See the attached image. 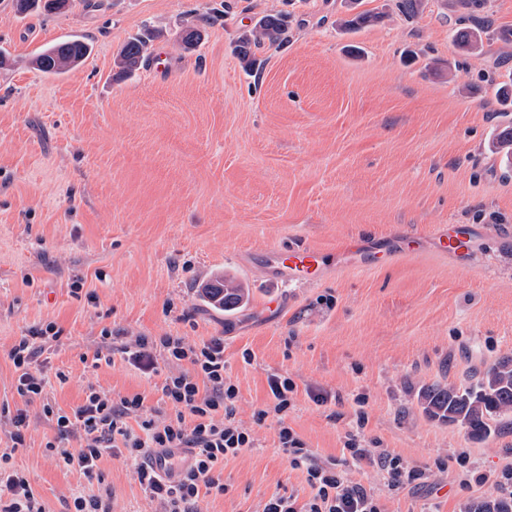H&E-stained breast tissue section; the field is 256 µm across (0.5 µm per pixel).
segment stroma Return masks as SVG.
<instances>
[{
    "label": "stroma",
    "mask_w": 512,
    "mask_h": 512,
    "mask_svg": "<svg viewBox=\"0 0 512 512\" xmlns=\"http://www.w3.org/2000/svg\"><path fill=\"white\" fill-rule=\"evenodd\" d=\"M63 13L18 14L0 0V404L15 403L11 346L55 323L49 371L67 380L49 396L68 410L87 382L157 402L161 377L118 361L82 362L102 329L124 336L224 339V375L253 448L224 463L225 494L199 512H261L277 494L306 499L302 471L277 449L267 379L297 385L287 422L318 461L342 458L355 398H368L366 440L433 469L427 485L388 490L382 472L352 468L385 512H464L496 497L459 491V453L488 474L512 464V419L486 440L427 418L418 390L473 383L512 356V167L494 139L512 102V0H486L493 27L474 55L452 40L451 0H425L406 18L397 0H100ZM291 15L288 41L264 46L247 68L240 32L270 12ZM381 22L355 31L341 19ZM211 22H202V15ZM202 39L183 50L185 25ZM149 29L151 65L129 76L122 45ZM74 36L90 56L60 76L32 65L39 50ZM471 229L466 255L444 251L440 226ZM322 250L313 282L287 283L263 258L275 247ZM224 276L249 292L226 315L197 295ZM251 362H244L243 352ZM327 395L316 405L313 394ZM25 447L12 454L48 512L76 492L112 494V512L156 506L121 458L103 483L58 466L55 435L31 405Z\"/></svg>",
    "instance_id": "1"
}]
</instances>
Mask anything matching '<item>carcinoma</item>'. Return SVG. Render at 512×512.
Here are the masks:
<instances>
[{"mask_svg":"<svg viewBox=\"0 0 512 512\" xmlns=\"http://www.w3.org/2000/svg\"><path fill=\"white\" fill-rule=\"evenodd\" d=\"M73 0H15L16 10L28 12L41 5L47 12H59L72 7ZM155 35L129 39L117 57L119 73L130 74L146 65L150 57V42ZM288 38V15L282 12L266 14L245 29L237 40L236 49L246 63L253 64L252 49L266 43L280 44ZM454 39L461 53L473 54L479 48L481 36L472 28H459ZM90 44L83 38L57 43L38 53L32 64L45 75H59L80 64L90 54ZM201 297L218 310L232 312L249 302V295L231 280L216 279L202 286ZM421 411L430 419L458 425L475 439H487L496 432V418L512 412V356H505L479 373L467 386L434 383L421 389L417 396ZM471 512H512V500L487 499L472 506Z\"/></svg>","mask_w":512,"mask_h":512,"instance_id":"cac0c4a2","label":"carcinoma"}]
</instances>
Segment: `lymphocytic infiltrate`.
Returning a JSON list of instances; mask_svg holds the SVG:
<instances>
[{"label": "lymphocytic infiltrate", "mask_w": 512, "mask_h": 512, "mask_svg": "<svg viewBox=\"0 0 512 512\" xmlns=\"http://www.w3.org/2000/svg\"><path fill=\"white\" fill-rule=\"evenodd\" d=\"M60 340V330L49 323L20 337L9 351L17 373L16 393L22 401L15 409L0 406V422L12 448L25 446L29 407L36 403L55 424L56 434L46 441V450L59 463L78 466L87 480L102 479V460L121 455L132 461L135 481L156 503L158 512H198L202 493L224 494L225 459L252 447L254 438L236 419L237 389L224 377L223 337L196 343L181 336H139L119 344L111 329H102L93 363L112 362L118 352L144 375L163 374L161 404L148 405L143 393L115 394L91 384L81 404L68 411L49 400L51 378L40 360ZM268 387L273 405L259 410L256 420L264 422L272 413L280 417L279 448L293 469L305 472L310 495L302 504L291 495H274L262 512H384L379 497L349 478L340 460L317 463L288 426L285 418L295 391L293 380L274 374ZM366 402L365 396H357L356 430L344 443L352 465L378 468L392 491L426 484L428 470L404 465L399 457L367 445L362 435ZM179 448L188 449L190 459L179 466L176 477L165 478L152 468V454L170 456ZM8 460V454L0 455V512H46L28 478L9 468Z\"/></svg>", "instance_id": "f902f5d3"}]
</instances>
